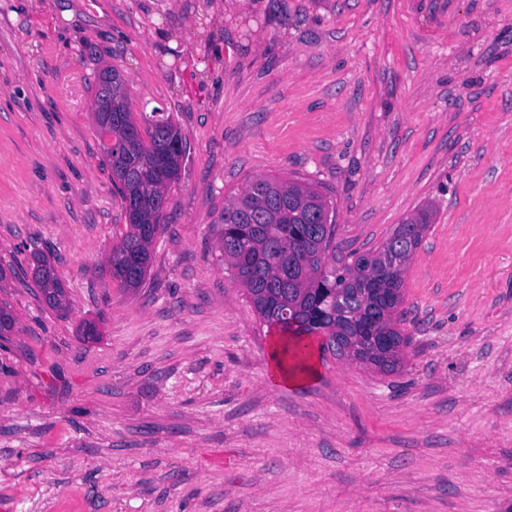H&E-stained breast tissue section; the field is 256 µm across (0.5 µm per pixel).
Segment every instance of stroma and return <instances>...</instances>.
<instances>
[{
	"instance_id": "obj_1",
	"label": "stroma",
	"mask_w": 512,
	"mask_h": 512,
	"mask_svg": "<svg viewBox=\"0 0 512 512\" xmlns=\"http://www.w3.org/2000/svg\"><path fill=\"white\" fill-rule=\"evenodd\" d=\"M106 66L186 138L135 292L106 263ZM262 176L317 186L346 254L430 213L399 371L270 381L216 246ZM0 266V512H512V0H0ZM30 266L32 269L31 278L39 289L46 305L53 310H68L70 307V301L63 280L59 279L57 282L50 281L40 274V270L44 267L53 268L54 265L48 260V258L39 252H33L31 253ZM51 288L59 289H56L55 294H49ZM63 289H65V291ZM52 296L54 297L53 299H51Z\"/></svg>"
}]
</instances>
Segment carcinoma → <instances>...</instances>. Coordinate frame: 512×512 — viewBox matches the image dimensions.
Instances as JSON below:
<instances>
[{"mask_svg": "<svg viewBox=\"0 0 512 512\" xmlns=\"http://www.w3.org/2000/svg\"><path fill=\"white\" fill-rule=\"evenodd\" d=\"M112 169L127 220L107 257L112 280L135 290L149 270L168 186L178 180L183 137L170 117L139 128L133 113H112ZM429 227L426 213L397 225L375 250L336 257L330 206L311 185L262 177L224 205L218 247L246 290L254 312L292 338L321 335L347 348V361L382 374L402 368L405 334L404 274ZM52 263L31 253V278L46 305L70 307L64 282L40 274ZM374 336L385 337L379 344Z\"/></svg>", "mask_w": 512, "mask_h": 512, "instance_id": "1", "label": "carcinoma"}]
</instances>
